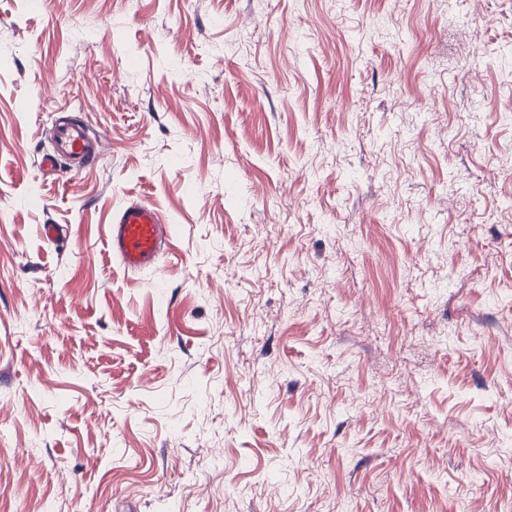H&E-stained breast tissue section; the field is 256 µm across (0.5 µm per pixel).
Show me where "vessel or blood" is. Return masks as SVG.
<instances>
[{
    "label": "vessel or blood",
    "mask_w": 512,
    "mask_h": 512,
    "mask_svg": "<svg viewBox=\"0 0 512 512\" xmlns=\"http://www.w3.org/2000/svg\"><path fill=\"white\" fill-rule=\"evenodd\" d=\"M102 137L83 121L62 118L55 122L51 151L40 161L43 170L67 177L81 167L99 162ZM108 246L125 270L157 268L170 240V231L158 208L148 201L128 200L106 227Z\"/></svg>",
    "instance_id": "1"
}]
</instances>
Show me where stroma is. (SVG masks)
<instances>
[{
  "label": "stroma",
  "instance_id": "1",
  "mask_svg": "<svg viewBox=\"0 0 512 512\" xmlns=\"http://www.w3.org/2000/svg\"><path fill=\"white\" fill-rule=\"evenodd\" d=\"M510 104L512 0H0V512H512ZM103 136L92 131L83 121L60 118L55 121L52 150L45 153L40 166L61 178L81 167L94 166L101 159ZM112 256L125 270L155 269L170 241V231L158 208L146 200H128L112 214L106 227Z\"/></svg>",
  "mask_w": 512,
  "mask_h": 512
}]
</instances>
